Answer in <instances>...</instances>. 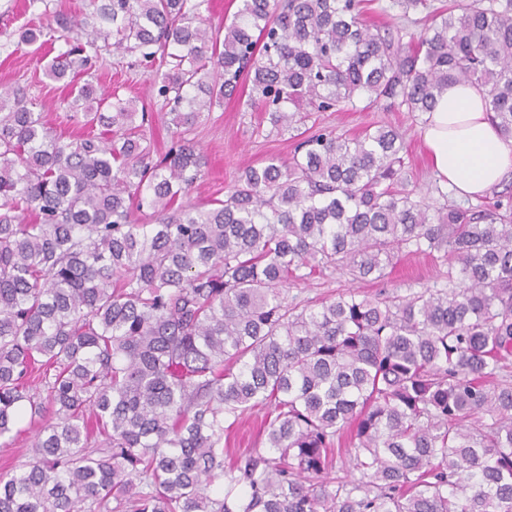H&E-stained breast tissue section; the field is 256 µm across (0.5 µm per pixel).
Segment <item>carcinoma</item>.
<instances>
[{
	"label": "carcinoma",
	"mask_w": 512,
	"mask_h": 512,
	"mask_svg": "<svg viewBox=\"0 0 512 512\" xmlns=\"http://www.w3.org/2000/svg\"><path fill=\"white\" fill-rule=\"evenodd\" d=\"M206 2L107 12L116 47L165 62L162 157L146 112L90 83L84 118L108 134L69 142L24 91L0 95V444L25 415L38 426L0 512H512V384L495 382L512 367L511 204L431 209L378 127L325 129L212 208L177 206L202 166L183 131L242 77L276 130L303 106L424 115L468 83L512 139V0H454L407 43L362 0H241L222 36ZM101 36L46 74L85 69ZM405 251L443 253L448 288L302 309L282 293L330 269L383 278ZM259 406L264 450L225 464L224 431Z\"/></svg>",
	"instance_id": "cac0c4a2"
}]
</instances>
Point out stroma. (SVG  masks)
I'll return each mask as SVG.
<instances>
[{
  "label": "stroma",
  "instance_id": "1",
  "mask_svg": "<svg viewBox=\"0 0 512 512\" xmlns=\"http://www.w3.org/2000/svg\"><path fill=\"white\" fill-rule=\"evenodd\" d=\"M109 0H0V91L23 89L27 100L36 105L48 127L63 140L86 134L85 102L76 98L77 86L92 82L98 92L118 94L120 98L135 101L149 114L142 132L154 143L158 152H166L172 145L168 129L169 107L159 97L155 86L157 63L142 60L139 54L114 47L111 41H99V52L88 72L79 73L73 85L57 82L45 74L50 52H62L79 44L80 35L73 30L54 29L52 48L21 43L18 33L22 28L53 21L59 14L79 18L91 27L100 26L98 7ZM451 0H427L424 9L401 16L390 0H365V18L368 23L400 30L403 37L417 36L429 24V10L447 8ZM424 118L418 113L388 109L377 105L367 110L347 106L328 112L309 113L303 128L313 133L325 128L349 137L357 136L372 126L386 124L404 137L400 153L408 186L433 206L443 203L468 206V199L454 190L439 194L440 183L421 138ZM204 164L201 174L190 192L186 204L200 208L210 207L223 199L245 169L263 165L268 158L288 159L294 148L292 132H278L271 128L264 112L247 108L237 100H227L212 111L203 113L198 123L186 133ZM447 266L440 253L400 255L394 268L381 280L356 281L341 270L288 284L283 293L289 303L312 306L322 299L349 289L369 296L397 294L409 296L428 289L445 287ZM265 412L257 408L245 414L229 432L224 442V454L235 457L241 453L261 449L264 433L261 422Z\"/></svg>",
  "mask_w": 512,
  "mask_h": 512
}]
</instances>
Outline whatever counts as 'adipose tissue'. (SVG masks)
<instances>
[{
	"label": "adipose tissue",
	"instance_id": "1",
	"mask_svg": "<svg viewBox=\"0 0 512 512\" xmlns=\"http://www.w3.org/2000/svg\"><path fill=\"white\" fill-rule=\"evenodd\" d=\"M422 139L439 181L458 195H486L512 172V141L501 137L473 86H449L426 114Z\"/></svg>",
	"mask_w": 512,
	"mask_h": 512
}]
</instances>
